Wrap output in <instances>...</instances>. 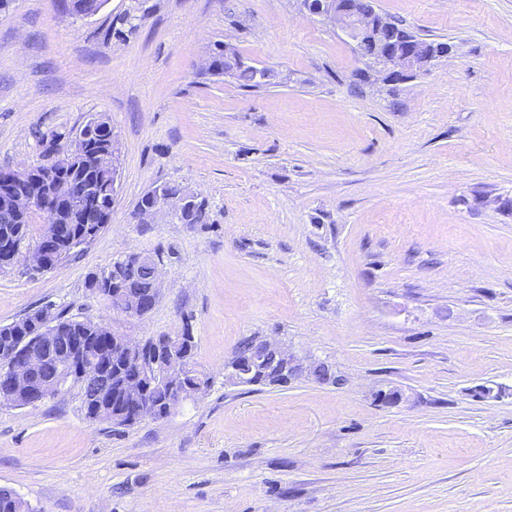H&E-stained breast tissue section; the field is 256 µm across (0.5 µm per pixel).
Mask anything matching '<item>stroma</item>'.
<instances>
[{
    "instance_id": "35a3bbf8",
    "label": "stroma",
    "mask_w": 512,
    "mask_h": 512,
    "mask_svg": "<svg viewBox=\"0 0 512 512\" xmlns=\"http://www.w3.org/2000/svg\"><path fill=\"white\" fill-rule=\"evenodd\" d=\"M374 4L451 53L359 80L348 38L296 0L0 13V168L42 163L98 113L119 142L109 224L57 269L0 271V326L45 310L143 340L187 323L211 379L131 427L89 421L74 390L0 403V486L34 512H512V399L479 393L512 390V0ZM220 43L271 84L210 72ZM163 182L207 223H139ZM131 253L160 262L141 319L88 287ZM253 337L342 383L225 384ZM388 390L401 402L378 403Z\"/></svg>"
}]
</instances>
